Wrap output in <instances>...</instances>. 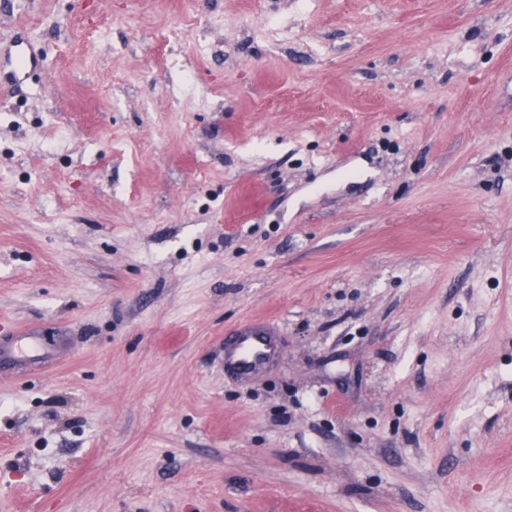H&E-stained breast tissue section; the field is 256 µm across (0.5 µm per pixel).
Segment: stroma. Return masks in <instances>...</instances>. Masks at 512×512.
Listing matches in <instances>:
<instances>
[{"mask_svg":"<svg viewBox=\"0 0 512 512\" xmlns=\"http://www.w3.org/2000/svg\"><path fill=\"white\" fill-rule=\"evenodd\" d=\"M0 512H512V0H0ZM282 352L276 324L244 321L224 336V374L249 381L264 373Z\"/></svg>","mask_w":512,"mask_h":512,"instance_id":"obj_1","label":"stroma"}]
</instances>
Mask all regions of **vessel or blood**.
I'll list each match as a JSON object with an SVG mask.
<instances>
[{"label":"vessel or blood","mask_w":512,"mask_h":512,"mask_svg":"<svg viewBox=\"0 0 512 512\" xmlns=\"http://www.w3.org/2000/svg\"><path fill=\"white\" fill-rule=\"evenodd\" d=\"M282 352L276 324L242 322L224 338V372L249 381L264 373Z\"/></svg>","instance_id":"1"}]
</instances>
